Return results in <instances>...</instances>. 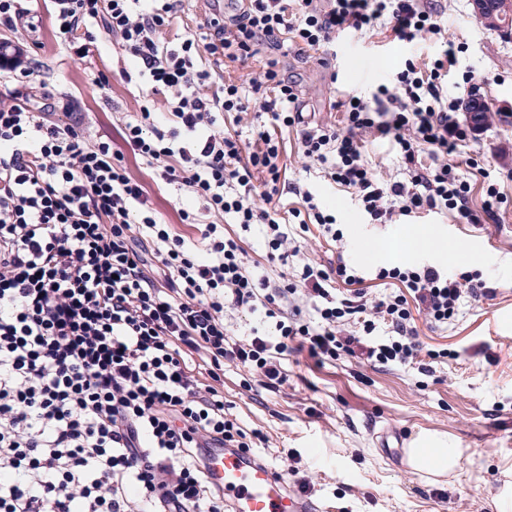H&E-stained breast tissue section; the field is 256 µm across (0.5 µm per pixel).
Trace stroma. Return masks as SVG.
Masks as SVG:
<instances>
[{"label":"stroma","instance_id":"obj_1","mask_svg":"<svg viewBox=\"0 0 512 512\" xmlns=\"http://www.w3.org/2000/svg\"><path fill=\"white\" fill-rule=\"evenodd\" d=\"M448 36L463 44L448 73L449 99L466 100L479 94L490 109L512 105V37L481 27L470 13L468 0H440ZM39 22L36 32L20 27L0 29V43H8L22 58L42 62V93L70 100L74 121L91 140L105 141L125 158L136 174L159 218L171 224L186 242L198 236L195 227L181 223L178 198L162 184L123 139L126 116L144 103L143 80L102 24H91L97 46L89 57L73 59L58 45L51 0L29 4ZM438 47L394 41L390 34L343 37L335 48L321 51L292 48L280 57L282 74L296 82L299 108L306 120L342 126L338 106L344 94L371 95L388 82L407 58L431 62ZM479 74L475 85L464 84L465 71ZM103 72L110 88L100 92L88 76ZM281 161L289 184L315 195L323 208L335 213L344 238L336 242L318 226L290 224L289 232L303 246L306 257L325 267L343 261L371 272L375 263L360 253L362 240L398 239L408 229L434 228L448 241L460 244L466 262L444 261L432 253L410 257L409 265L430 264L455 275L479 272L492 295L467 293L454 320L435 326L417 317L416 330L427 349H451V356L432 362L431 374L416 366L373 367L348 355L324 362L307 350L291 347L284 361L288 381L280 391L246 390L243 371L224 370V405L229 417L248 432L259 431L253 451L276 470H283L288 451L301 455L298 478H312L313 499L334 512H512V121L491 119L479 132H469L450 161L471 186L470 204L480 209L485 178L496 179L509 204L495 220L462 224L451 214L422 212L396 224L370 223L353 191L328 180L298 151V133H282ZM225 235L236 239L247 265L259 276L296 280V263L270 261L259 227L227 224ZM493 245H484L486 234ZM447 434L448 445L463 449L455 474L436 478L413 472L405 451L421 433Z\"/></svg>","mask_w":512,"mask_h":512}]
</instances>
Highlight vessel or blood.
<instances>
[{"label": "vessel or blood", "mask_w": 512, "mask_h": 512, "mask_svg": "<svg viewBox=\"0 0 512 512\" xmlns=\"http://www.w3.org/2000/svg\"><path fill=\"white\" fill-rule=\"evenodd\" d=\"M205 476L224 491L229 512H320L311 495L245 448H213Z\"/></svg>", "instance_id": "obj_1"}]
</instances>
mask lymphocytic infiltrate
Masks as SVG:
<instances>
[{
	"mask_svg": "<svg viewBox=\"0 0 512 512\" xmlns=\"http://www.w3.org/2000/svg\"><path fill=\"white\" fill-rule=\"evenodd\" d=\"M177 0H56L62 49L85 58L79 30L95 20L119 35L148 94H168L172 124L160 129L151 104L124 126L135 155L183 190L182 223L195 244L161 222L122 156L57 123L56 105L22 96L42 64H10L17 90L0 92V512H225L224 494L203 473L212 448H243L247 434L224 413V368L247 369L251 384L274 391L282 360L301 339L312 356L346 353L369 365H418L415 314L444 325L479 274L450 276L432 265L382 267L302 260L299 282L270 284L247 266L222 221L263 225L269 260L301 249L269 209L280 193V143L257 130L243 147L221 130L222 112L269 114L302 126L300 148L330 180L356 193L371 223L419 211H446L465 224L494 218L504 202L486 181L480 209L449 156L465 139L445 87L456 50L446 43L435 0H230L233 10L199 24L200 36L162 46L159 33ZM389 28L395 39L433 41L427 68L406 60L371 97L343 101L344 129L304 126L294 82L268 60L248 82L213 88L203 56L242 62L258 45L329 46L342 35ZM388 139L404 177H384L364 160L360 138ZM202 209H195V202ZM152 245L148 266L138 242ZM375 280L388 292L368 295ZM347 287L332 294L334 281ZM316 305L317 325L287 316L294 298ZM263 311L271 330L233 338L230 311ZM393 334L374 338L377 322Z\"/></svg>",
	"mask_w": 512,
	"mask_h": 512,
	"instance_id": "f902f5d3",
	"label": "lymphocytic infiltrate"
}]
</instances>
